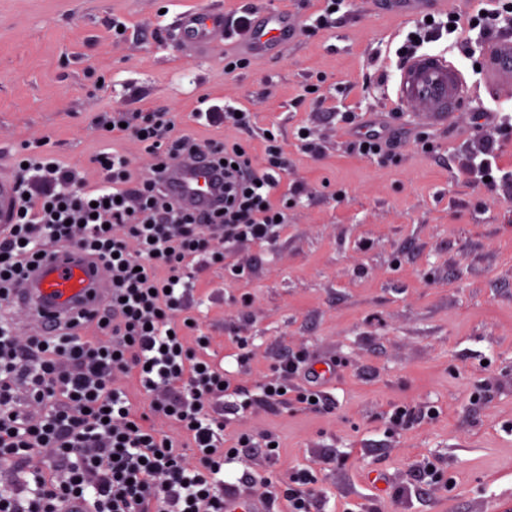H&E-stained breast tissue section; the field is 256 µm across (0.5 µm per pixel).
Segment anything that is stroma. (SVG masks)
Listing matches in <instances>:
<instances>
[{"mask_svg":"<svg viewBox=\"0 0 512 512\" xmlns=\"http://www.w3.org/2000/svg\"><path fill=\"white\" fill-rule=\"evenodd\" d=\"M224 10L198 52L173 41L178 14ZM0 0V177L45 145L87 184L100 151L150 159L97 116L159 109L201 140L238 141L261 162L265 134L288 159V221L264 242L216 239L187 300L206 355L258 396L285 355L322 377L327 406L296 401L232 415L224 490L280 494L308 471L313 512H500L512 500V84L488 87L479 0ZM287 11L288 40L239 35L251 10ZM423 53L463 73L469 103L444 123L397 100L401 52L424 15ZM460 19L449 29V16ZM251 112L253 129L195 120L201 97ZM401 131L393 157L353 152L346 116ZM312 141L321 150L312 155ZM494 156H487L488 145ZM411 417L392 421L396 409ZM279 447L261 448L265 437Z\"/></svg>","mask_w":512,"mask_h":512,"instance_id":"1","label":"stroma"}]
</instances>
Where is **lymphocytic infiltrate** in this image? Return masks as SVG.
Listing matches in <instances>:
<instances>
[{"label": "lymphocytic infiltrate", "instance_id": "obj_1", "mask_svg": "<svg viewBox=\"0 0 512 512\" xmlns=\"http://www.w3.org/2000/svg\"><path fill=\"white\" fill-rule=\"evenodd\" d=\"M106 121L141 143L150 172L135 174L124 154L101 152L94 158L101 181L86 189L57 159L27 155L42 188L29 194L18 179L13 222L0 230V463L19 467L42 449L54 451L51 472H32L22 490L0 489V512H66L75 499L89 512H224L215 477L224 468L226 420L208 398L233 386L184 342L192 327L182 280L205 267L214 236L264 240L286 218L273 192L288 160L274 144L257 164L240 143H199L157 110H115ZM181 156L202 157L217 173L211 210L191 209L169 189L168 165ZM53 248L98 258L111 298L17 346L5 310L26 271ZM120 374L136 375L145 391L165 389V398L136 411L115 384ZM20 379L43 406L39 417L18 406ZM154 412L179 437L158 432ZM188 451L195 467L182 462Z\"/></svg>", "mask_w": 512, "mask_h": 512}]
</instances>
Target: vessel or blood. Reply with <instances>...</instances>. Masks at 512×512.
<instances>
[{"label":"vessel or blood","mask_w":512,"mask_h":512,"mask_svg":"<svg viewBox=\"0 0 512 512\" xmlns=\"http://www.w3.org/2000/svg\"><path fill=\"white\" fill-rule=\"evenodd\" d=\"M218 12L196 9L180 14L176 28L180 41L189 46L201 44L222 28ZM289 32L284 13L265 16L250 34L260 45H274ZM486 78L494 84L512 80V43L495 42L486 52ZM468 89L457 69L442 54L423 53L406 59L395 83V95L401 101L421 104L424 111L448 116L464 104ZM214 178L212 169L202 160H173L167 172L171 190L187 206L206 210L214 197L204 186ZM17 192L14 181L0 180V229L11 223L16 209ZM111 284L101 275L98 262L81 251L71 249L55 252L31 268L19 288L16 299L35 317L67 316L93 309L110 292Z\"/></svg>","instance_id":"obj_1"}]
</instances>
